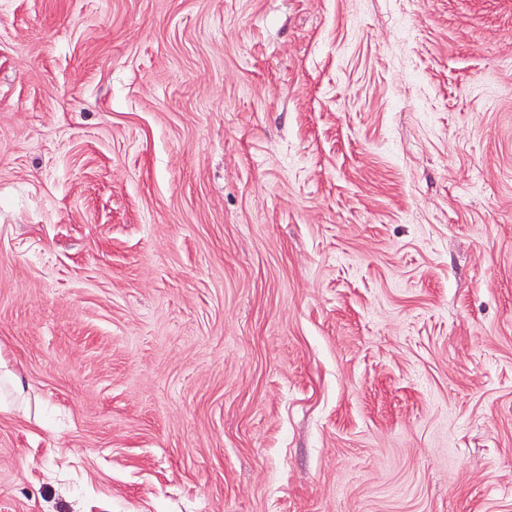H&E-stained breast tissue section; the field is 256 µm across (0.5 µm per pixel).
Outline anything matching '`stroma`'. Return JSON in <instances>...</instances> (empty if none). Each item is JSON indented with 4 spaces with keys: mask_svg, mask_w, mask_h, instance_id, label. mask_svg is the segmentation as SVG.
<instances>
[{
    "mask_svg": "<svg viewBox=\"0 0 512 512\" xmlns=\"http://www.w3.org/2000/svg\"><path fill=\"white\" fill-rule=\"evenodd\" d=\"M0 512H512V0H0Z\"/></svg>",
    "mask_w": 512,
    "mask_h": 512,
    "instance_id": "35a3bbf8",
    "label": "stroma"
}]
</instances>
